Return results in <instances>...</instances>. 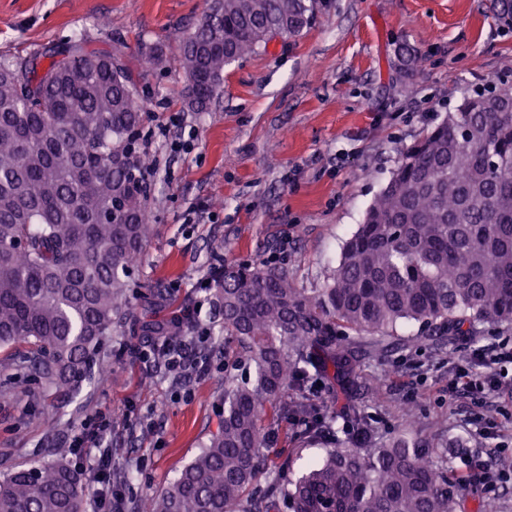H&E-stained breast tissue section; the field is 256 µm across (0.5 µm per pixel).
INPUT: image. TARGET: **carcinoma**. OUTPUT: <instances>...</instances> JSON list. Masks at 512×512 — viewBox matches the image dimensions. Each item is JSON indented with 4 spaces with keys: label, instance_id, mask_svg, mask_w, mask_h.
<instances>
[{
    "label": "carcinoma",
    "instance_id": "cac0c4a2",
    "mask_svg": "<svg viewBox=\"0 0 512 512\" xmlns=\"http://www.w3.org/2000/svg\"><path fill=\"white\" fill-rule=\"evenodd\" d=\"M325 0H212L180 46L186 106L204 112L224 69L276 36L297 37ZM410 68L424 57L395 48ZM35 61L0 63V372L31 373L57 396L106 376L112 330L155 327L132 314L124 277L148 238L146 156L135 85L109 53L77 35ZM212 319L255 379H224V421L146 512H464L453 465L466 440L408 432L349 446L333 424L339 396L350 428L369 433L363 363L399 320L421 332L475 336L512 325V86L466 98L402 155L331 281L300 288L284 264L223 262ZM341 394H314L323 381ZM297 439L333 444L295 479L270 454L279 420ZM0 475V512H84L87 488L66 461Z\"/></svg>",
    "mask_w": 512,
    "mask_h": 512
}]
</instances>
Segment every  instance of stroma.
Instances as JSON below:
<instances>
[{
    "label": "stroma",
    "mask_w": 512,
    "mask_h": 512,
    "mask_svg": "<svg viewBox=\"0 0 512 512\" xmlns=\"http://www.w3.org/2000/svg\"><path fill=\"white\" fill-rule=\"evenodd\" d=\"M211 0H0V60H13L83 33L90 49L114 54L130 73L140 103V130L158 177L147 200L151 217L144 259L128 277L134 307L150 289L171 306L191 307L218 258L266 262L280 244L301 288L322 287L344 242L388 185L405 149L440 123L477 88L512 85V27L494 16L493 0H327L310 28L273 38L265 49L224 70L207 111L183 102L188 84L179 45ZM417 47L414 70L398 63L395 44ZM160 44L162 65L141 67L142 47ZM190 146L170 149L184 129ZM394 345L367 362L378 386L368 411L380 440L406 430L404 407L427 430L468 439L475 464L497 467L512 457V397L496 395L488 414L499 440L473 434L479 406L448 395V380L478 346L512 342V327L486 325L477 336L421 337L417 324L396 326ZM148 337L113 333L104 352L107 380L83 385L68 400L23 379L21 394L0 392V470L39 465L48 450L97 412L112 415L107 445L125 467L123 512L165 490L224 419V372L233 363L221 333L210 337L216 364L202 377L164 373L121 348H147ZM277 451L293 475L321 464L325 445L292 437L282 424Z\"/></svg>",
    "instance_id": "35a3bbf8"
}]
</instances>
